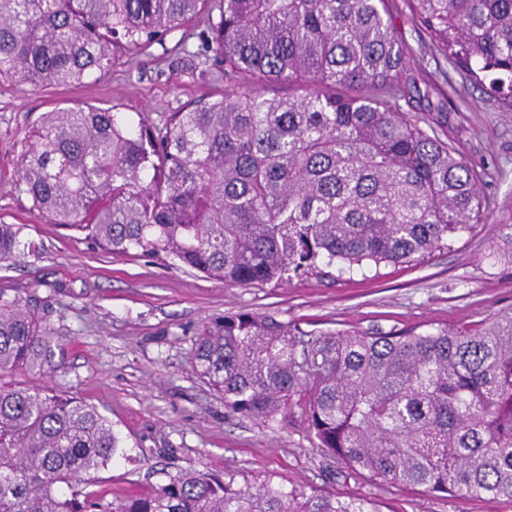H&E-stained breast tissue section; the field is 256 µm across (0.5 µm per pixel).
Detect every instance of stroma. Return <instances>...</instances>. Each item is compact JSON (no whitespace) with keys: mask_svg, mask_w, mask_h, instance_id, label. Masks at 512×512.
Listing matches in <instances>:
<instances>
[{"mask_svg":"<svg viewBox=\"0 0 512 512\" xmlns=\"http://www.w3.org/2000/svg\"><path fill=\"white\" fill-rule=\"evenodd\" d=\"M396 23L409 49L410 114H443L448 141L485 173L490 221L431 255L353 272L313 270L247 287L228 286L164 256L112 254L53 224L18 186L26 134L58 107H97L159 122L224 83L205 80L175 46L182 30L145 54L119 57L102 77L77 85L34 86L0 79V222L25 243L0 262V291L43 307L63 348V365L18 381L95 406L131 458L101 474V489L144 492L181 471H273L299 485L364 495L384 512H512V499L437 496L348 474L318 448L300 413L272 420L229 416L224 399L196 374L192 346L211 317L241 311L324 328L402 332L480 323L512 308V266L494 262L498 220L512 200V112L461 71H441L408 16Z\"/></svg>","mask_w":512,"mask_h":512,"instance_id":"obj_1","label":"stroma"}]
</instances>
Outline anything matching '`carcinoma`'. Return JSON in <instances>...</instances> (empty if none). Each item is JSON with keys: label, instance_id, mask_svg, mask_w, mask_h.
Wrapping results in <instances>:
<instances>
[{"label": "carcinoma", "instance_id": "carcinoma-1", "mask_svg": "<svg viewBox=\"0 0 512 512\" xmlns=\"http://www.w3.org/2000/svg\"><path fill=\"white\" fill-rule=\"evenodd\" d=\"M432 54L512 111V0H0V78L34 86L107 74L204 16L200 75L229 85L159 125L62 107L27 135L33 208L112 253H162L226 285L326 266L410 263L487 223L481 175L441 121L401 111L399 10ZM286 82L301 94L267 97ZM492 253L512 266V207ZM20 228L0 223V261ZM54 330L0 292V512H381L273 472L186 470L107 500L97 474L129 459L96 407L8 381L61 367ZM233 415L299 410L316 446L373 480L512 498V311L418 332L304 329L239 312L193 343Z\"/></svg>", "mask_w": 512, "mask_h": 512}]
</instances>
